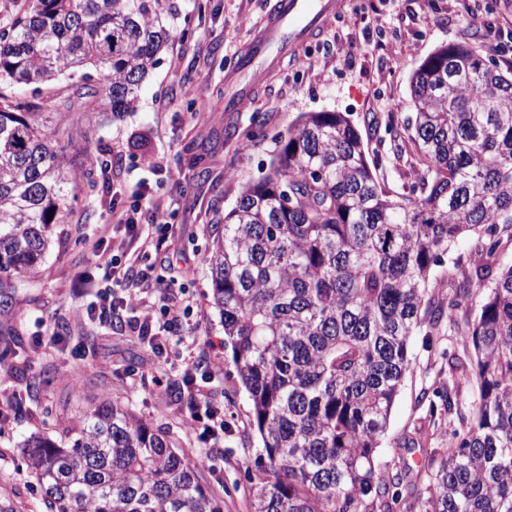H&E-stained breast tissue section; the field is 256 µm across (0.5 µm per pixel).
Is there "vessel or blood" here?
Returning a JSON list of instances; mask_svg holds the SVG:
<instances>
[{"label": "vessel or blood", "instance_id": "vessel-or-blood-1", "mask_svg": "<svg viewBox=\"0 0 512 512\" xmlns=\"http://www.w3.org/2000/svg\"><path fill=\"white\" fill-rule=\"evenodd\" d=\"M343 6V0H276L273 13L241 57L242 69H252L270 56L307 43L341 15Z\"/></svg>", "mask_w": 512, "mask_h": 512}]
</instances>
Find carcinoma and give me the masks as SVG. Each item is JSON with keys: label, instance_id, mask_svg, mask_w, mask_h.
<instances>
[{"label": "carcinoma", "instance_id": "carcinoma-1", "mask_svg": "<svg viewBox=\"0 0 512 512\" xmlns=\"http://www.w3.org/2000/svg\"><path fill=\"white\" fill-rule=\"evenodd\" d=\"M176 14L173 0H25L0 25V78L38 89L91 68L105 80L97 107L117 117ZM411 98L425 169L409 192L380 186L347 115L309 112L216 233L212 301L262 442L252 512H388L401 501L403 478L376 453L410 342L437 335L472 292L483 298L456 334L474 350L477 407L447 453L425 449L429 484L409 508L512 512V264L499 267L497 240L469 277L448 263L460 240L512 228V77L487 52L450 44L415 70ZM35 108L21 97L0 108V321L75 197L72 160L45 131L51 113ZM447 281L455 291L437 304ZM65 437L66 447L40 433L24 441L47 512H222L168 432L126 407L100 404Z\"/></svg>", "mask_w": 512, "mask_h": 512}]
</instances>
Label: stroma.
<instances>
[{"label":"stroma","instance_id":"1","mask_svg":"<svg viewBox=\"0 0 512 512\" xmlns=\"http://www.w3.org/2000/svg\"><path fill=\"white\" fill-rule=\"evenodd\" d=\"M173 38L125 113L70 112L48 123V136L78 157V195L65 223L51 227L44 262L22 282L13 335H0V496L20 512H46L42 492L26 470L23 441L33 433L61 437L75 411L93 403L130 406L146 423L168 431L196 461L201 484L223 512H251L259 440L252 405L228 352L211 304L207 261L216 229L242 190L270 169L280 141L298 116L343 112L358 126L375 176L387 191L404 193L423 169L411 122L412 76L436 48L469 43L505 50L512 60V0H345L342 15L294 55L275 59L240 109H227L247 83L240 53L256 36L275 0H175ZM478 11L482 28L467 21ZM501 30L488 36L487 28ZM203 166H194L196 156ZM154 195L181 196L167 215L168 254L184 268L173 292L186 308L181 339L152 346L126 323L104 327L84 315L87 298L105 289L92 280L86 298L73 288L93 272L92 244L113 207L128 206L140 183ZM412 364L391 411L377 461L405 472L408 491H424L421 453L444 448L477 403L472 384L451 390L452 409L433 429L429 401L448 382V363L471 365V345L459 337L417 335ZM219 369L209 372L208 362ZM168 379L159 395L152 379ZM224 411L217 451L199 441L179 387L184 378Z\"/></svg>","mask_w":512,"mask_h":512}]
</instances>
